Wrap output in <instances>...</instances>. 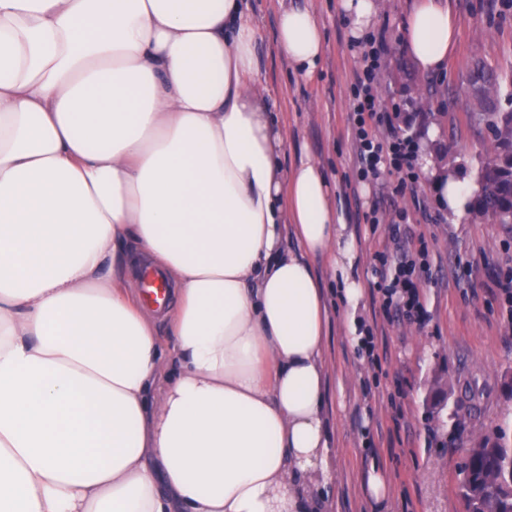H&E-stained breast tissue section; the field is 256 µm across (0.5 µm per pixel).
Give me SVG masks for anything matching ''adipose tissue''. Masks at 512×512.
<instances>
[{"label": "adipose tissue", "instance_id": "1", "mask_svg": "<svg viewBox=\"0 0 512 512\" xmlns=\"http://www.w3.org/2000/svg\"><path fill=\"white\" fill-rule=\"evenodd\" d=\"M405 38L442 71L443 0ZM244 0H0V512H313L332 481L311 264L355 320L319 163H285ZM276 40L313 73L316 15ZM460 223L478 185L423 165ZM296 247H288V238ZM175 286L167 336L131 253Z\"/></svg>", "mask_w": 512, "mask_h": 512}]
</instances>
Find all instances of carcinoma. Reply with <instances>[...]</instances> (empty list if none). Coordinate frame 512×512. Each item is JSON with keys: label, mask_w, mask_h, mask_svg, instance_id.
Here are the masks:
<instances>
[{"label": "carcinoma", "mask_w": 512, "mask_h": 512, "mask_svg": "<svg viewBox=\"0 0 512 512\" xmlns=\"http://www.w3.org/2000/svg\"><path fill=\"white\" fill-rule=\"evenodd\" d=\"M491 84H475L472 96L480 111L476 122L484 125L493 139V150L479 175L480 190L471 208L498 224H512V172L507 169L512 154V112L494 111ZM460 491L470 512H512V439L503 430L485 435L468 449V461Z\"/></svg>", "instance_id": "obj_1"}]
</instances>
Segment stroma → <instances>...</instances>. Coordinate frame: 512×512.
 <instances>
[{
  "mask_svg": "<svg viewBox=\"0 0 512 512\" xmlns=\"http://www.w3.org/2000/svg\"><path fill=\"white\" fill-rule=\"evenodd\" d=\"M342 0H248L258 27L257 78L286 135V160L316 159L360 248L355 275L366 292L358 310L376 350L350 336L328 262L316 258L327 328V431L335 445L333 481L318 490L319 512H467L460 494L466 452L482 435H512V307L496 286L512 272V224L469 214L451 223L425 180L394 193L396 176L359 180L350 130V98L359 68ZM372 34H385L380 108L437 166L476 176L492 144L471 118L476 76L498 85L495 108L512 111V0H451L458 41L442 72L426 74L404 38L414 0H376ZM308 8L321 25L324 54L313 75L295 70L276 42L284 8ZM438 129L430 138V129ZM376 213L377 223L366 216ZM426 250L417 285L423 323L387 316L371 288L379 254L396 246ZM387 483L377 501L365 489L369 467Z\"/></svg>",
  "mask_w": 512,
  "mask_h": 512,
  "instance_id": "stroma-1",
  "label": "stroma"
}]
</instances>
